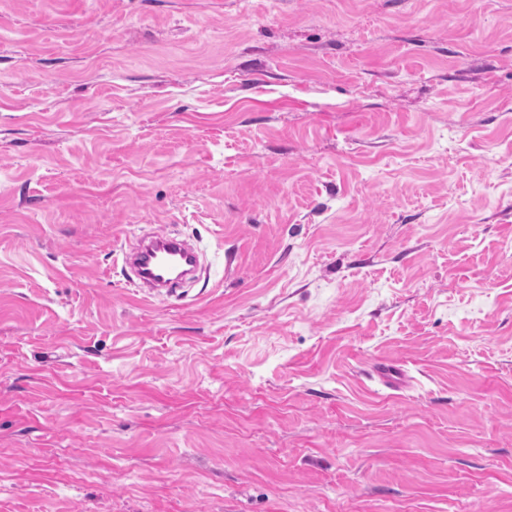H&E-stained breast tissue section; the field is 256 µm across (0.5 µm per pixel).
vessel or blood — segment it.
<instances>
[{
    "mask_svg": "<svg viewBox=\"0 0 512 512\" xmlns=\"http://www.w3.org/2000/svg\"><path fill=\"white\" fill-rule=\"evenodd\" d=\"M195 250L183 241L164 234H153L140 239L123 257L135 274L148 286H161L172 292L181 285L180 277L170 275L167 263L195 258Z\"/></svg>",
    "mask_w": 512,
    "mask_h": 512,
    "instance_id": "1",
    "label": "vessel or blood"
}]
</instances>
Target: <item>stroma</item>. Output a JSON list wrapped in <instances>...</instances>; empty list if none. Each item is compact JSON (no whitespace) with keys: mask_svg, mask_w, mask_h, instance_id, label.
Listing matches in <instances>:
<instances>
[{"mask_svg":"<svg viewBox=\"0 0 512 512\" xmlns=\"http://www.w3.org/2000/svg\"><path fill=\"white\" fill-rule=\"evenodd\" d=\"M0 512H512V0H0ZM196 251L183 241L164 234H153L140 239L130 249L123 253L124 260L134 269L135 274L150 288L155 284L170 293L182 285L181 276H171L167 271L170 260H193ZM157 288V289H162Z\"/></svg>","mask_w":512,"mask_h":512,"instance_id":"obj_1","label":"stroma"}]
</instances>
